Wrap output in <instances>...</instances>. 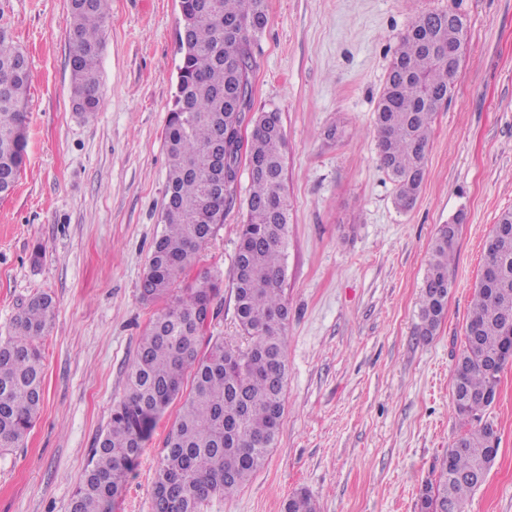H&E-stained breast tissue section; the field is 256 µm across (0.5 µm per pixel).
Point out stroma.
I'll return each mask as SVG.
<instances>
[{"instance_id": "stroma-1", "label": "stroma", "mask_w": 512, "mask_h": 512, "mask_svg": "<svg viewBox=\"0 0 512 512\" xmlns=\"http://www.w3.org/2000/svg\"><path fill=\"white\" fill-rule=\"evenodd\" d=\"M69 0H6L29 62L27 154L0 198V336L39 294L56 313L39 345L45 396L17 448L0 452V512H70L157 304L141 283L160 235L164 132L176 89L179 0H111L93 118L73 110ZM251 44L253 100L287 141L286 392L277 443L250 482L204 512H284L307 491L317 512H419V492L464 426L452 377L486 240L512 210V0H265ZM467 29L461 64L432 123L423 183L400 210L377 150L374 112L402 37L422 13ZM186 276L221 292L206 336L244 347L230 270L250 193ZM457 223L452 287L434 336L414 334L430 245ZM40 260H33V248ZM177 413L169 407L126 477L115 512H152V487ZM485 418L499 451L464 512H512V364Z\"/></svg>"}]
</instances>
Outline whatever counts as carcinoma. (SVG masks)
<instances>
[{"mask_svg":"<svg viewBox=\"0 0 512 512\" xmlns=\"http://www.w3.org/2000/svg\"><path fill=\"white\" fill-rule=\"evenodd\" d=\"M109 0H69L66 29L74 111L86 119L100 103L98 58ZM176 92L164 142L168 155L166 194L177 201L162 218L141 284L147 302L163 301L139 342L128 374L127 394L112 409L71 502L70 512H112L127 472L139 458L159 418L178 399L185 377L191 391L179 407L155 471L153 512H202L205 502L244 487L275 446L284 412L287 325L275 320L287 306L283 260L288 244V197L283 184L286 138L281 124L265 113L255 120L251 139L238 136L242 97L252 101L251 42L266 18L264 0H181ZM460 43L448 12L416 18L402 38L379 97L375 126L379 160L395 187V204L411 209L423 182L430 127L436 108L451 92L458 72L430 58L422 42ZM29 81L25 53L14 44L0 7V198L10 194L26 159V101ZM228 134L225 153L243 152L260 168L251 176L247 219L242 225L232 268L236 317L250 338L246 350L222 341L199 348L203 325L194 317L212 309L219 293L208 274L173 293L195 265L201 246L224 223L234 201L239 168L224 169V201L213 198L210 176L190 175L186 163L202 156L219 130ZM439 229L430 251L415 334L433 336L448 301V263L457 224ZM55 316L47 295L31 298L14 317L9 336L0 339V449L24 441L44 400L43 355L37 340ZM465 340L453 375V406L469 429L448 449L452 466L439 464L435 481L420 494V512H462L467 497L486 478L498 447L477 424L497 395L500 374L512 362V210L501 214L485 247L483 271ZM284 512H316L304 491L287 500Z\"/></svg>","mask_w":512,"mask_h":512,"instance_id":"carcinoma-1","label":"carcinoma"}]
</instances>
